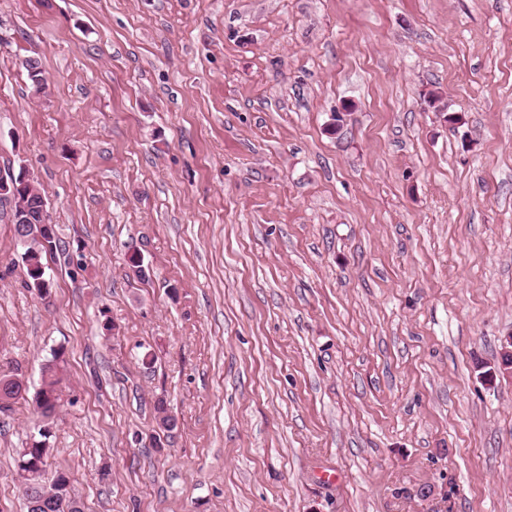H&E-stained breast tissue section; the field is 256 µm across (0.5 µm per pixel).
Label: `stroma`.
Wrapping results in <instances>:
<instances>
[{
    "instance_id": "stroma-1",
    "label": "stroma",
    "mask_w": 512,
    "mask_h": 512,
    "mask_svg": "<svg viewBox=\"0 0 512 512\" xmlns=\"http://www.w3.org/2000/svg\"><path fill=\"white\" fill-rule=\"evenodd\" d=\"M20 166L62 250L38 296L0 219V376L64 350L83 512H512V0H0Z\"/></svg>"
}]
</instances>
